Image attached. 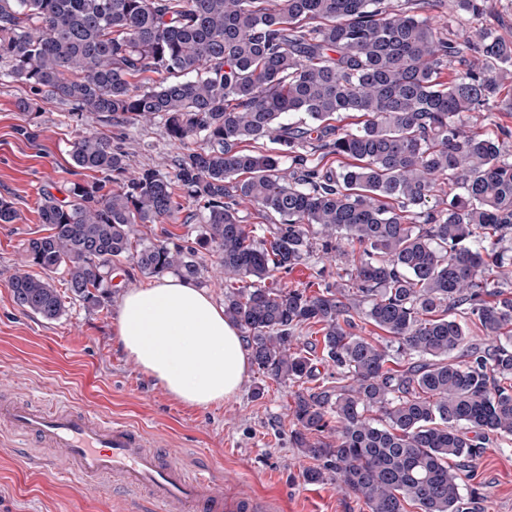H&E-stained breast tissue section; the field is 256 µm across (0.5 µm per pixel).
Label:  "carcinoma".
<instances>
[{
  "label": "carcinoma",
  "mask_w": 512,
  "mask_h": 512,
  "mask_svg": "<svg viewBox=\"0 0 512 512\" xmlns=\"http://www.w3.org/2000/svg\"><path fill=\"white\" fill-rule=\"evenodd\" d=\"M409 2L0 0V77L33 94L20 110L49 97L76 122L159 118L178 149L161 173L82 128L75 173L102 178L44 196L48 233L27 240L7 283L53 319L67 298L101 305L104 270L123 259L195 281L209 253L258 371L305 385L291 440L322 462L306 480H336L369 512H465L449 461L512 436V158L461 125L507 87L512 42L486 27L447 37ZM487 3L454 0L473 17ZM346 112L364 120L332 124ZM329 155L346 163L327 167ZM180 197L197 206L195 239L134 243V225L176 217ZM243 205L268 221L262 240ZM315 240L345 259L336 285L288 287L281 274ZM314 326L320 338L301 341Z\"/></svg>",
  "instance_id": "1"
}]
</instances>
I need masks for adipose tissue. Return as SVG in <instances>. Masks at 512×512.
<instances>
[{
	"label": "adipose tissue",
	"mask_w": 512,
	"mask_h": 512,
	"mask_svg": "<svg viewBox=\"0 0 512 512\" xmlns=\"http://www.w3.org/2000/svg\"><path fill=\"white\" fill-rule=\"evenodd\" d=\"M118 335L139 367L191 407L232 398L250 368L244 339L223 306L177 277L129 290Z\"/></svg>",
	"instance_id": "1"
}]
</instances>
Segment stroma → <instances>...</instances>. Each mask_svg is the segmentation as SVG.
<instances>
[{
    "label": "stroma",
    "instance_id": "obj_1",
    "mask_svg": "<svg viewBox=\"0 0 512 512\" xmlns=\"http://www.w3.org/2000/svg\"><path fill=\"white\" fill-rule=\"evenodd\" d=\"M414 11L453 34L474 25L489 26L512 40V0H489L479 19L456 14L437 0H420ZM30 91L0 80V195L17 210L14 223L0 224V394L29 403L72 400L104 415L142 427L164 448H177L189 470L210 469L230 484L276 503L279 512H368L335 482H307L303 473L317 460L290 441L289 410L296 384L249 370L235 397L219 406L192 408L143 371L123 350L117 317L124 293L148 285V277L129 261L112 268L111 293L100 307L67 303L57 318L23 310L6 280L21 261L28 239L44 230L38 206L44 193L64 199L75 179L70 158L79 128L64 116L65 105L44 99L39 110H18ZM477 126L498 135L512 157V90L503 92ZM98 130L132 154L141 168L168 172L177 153L161 120L136 125L98 123ZM185 204L182 214L161 224H142L144 240L181 243L199 231ZM462 494L474 512H512V438L491 445L463 475ZM0 512H132L119 486L103 483L75 488L52 468L31 464L25 454L0 440Z\"/></svg>",
    "mask_w": 512,
    "mask_h": 512
}]
</instances>
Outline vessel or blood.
Instances as JSON below:
<instances>
[{
	"label": "vessel or blood",
	"instance_id": "obj_1",
	"mask_svg": "<svg viewBox=\"0 0 512 512\" xmlns=\"http://www.w3.org/2000/svg\"><path fill=\"white\" fill-rule=\"evenodd\" d=\"M0 423L26 447H52L71 479L109 477L133 503H148L150 512H271L270 501L237 490L224 498V482L215 472H190L177 449H156L140 428L113 422L83 404L52 406L0 401Z\"/></svg>",
	"mask_w": 512,
	"mask_h": 512
}]
</instances>
